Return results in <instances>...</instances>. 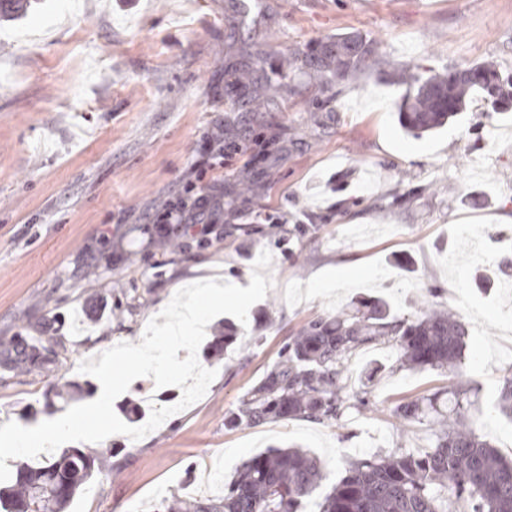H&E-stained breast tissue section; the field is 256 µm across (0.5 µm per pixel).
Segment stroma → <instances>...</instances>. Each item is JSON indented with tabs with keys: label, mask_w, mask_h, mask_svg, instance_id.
Instances as JSON below:
<instances>
[{
	"label": "stroma",
	"mask_w": 512,
	"mask_h": 512,
	"mask_svg": "<svg viewBox=\"0 0 512 512\" xmlns=\"http://www.w3.org/2000/svg\"><path fill=\"white\" fill-rule=\"evenodd\" d=\"M356 31L382 57L444 71L490 62L512 73V0H35L0 20V340L50 324L71 350L58 371L0 380V425L32 427L66 412L45 395L99 381L79 364L121 343L140 344L147 323L184 286L218 279L246 287L261 251L272 286L248 313L235 353L198 360L217 376L206 394L134 441L106 438L116 469L72 512H152L162 498L223 494L236 468L273 447L318 457L328 482L349 461L400 448L426 451L428 423L402 425L395 405L445 390L443 370L398 367L386 347L360 351L350 369L382 365L366 399L339 423L286 420L230 430L225 414L277 360L307 321L362 298L406 317L427 306L459 312L469 335L464 371L480 387V435L512 457V420L493 412L512 366V111L473 104L416 138L398 122L405 90L381 69L326 84L309 62L318 41ZM297 55L299 68L281 64ZM249 66L258 81L239 84ZM262 94L265 107L249 101ZM223 134V167L207 170L224 216L207 239L181 224H154L167 198L193 203L196 162ZM268 220L256 219V212ZM176 235L178 254L159 247ZM98 276L85 277L87 265ZM361 278L330 284L337 268ZM176 404L175 386L136 379L114 402L143 425Z\"/></svg>",
	"instance_id": "stroma-1"
}]
</instances>
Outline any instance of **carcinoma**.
Masks as SVG:
<instances>
[{
	"instance_id": "carcinoma-1",
	"label": "carcinoma",
	"mask_w": 512,
	"mask_h": 512,
	"mask_svg": "<svg viewBox=\"0 0 512 512\" xmlns=\"http://www.w3.org/2000/svg\"><path fill=\"white\" fill-rule=\"evenodd\" d=\"M312 62L326 83H341L381 61L374 39L339 33L315 44ZM475 102L493 112L512 110V74L489 62L450 68L443 74L414 73L398 105L402 128L433 132ZM467 329L451 308H421L410 317L391 315L387 302H353L334 315L309 320L290 337L277 362L225 418L230 428L307 419H341L349 366L365 348L387 345L397 362L412 370L448 371V391L398 404L405 422L431 424V449L401 448L350 462L345 475L326 487L325 466L300 448L272 449L242 462L219 499L163 498L154 512H301L319 494L318 512H512V460L474 428L470 396L463 383ZM237 341L232 329L217 336L209 357ZM70 351L60 336H20L0 343V371L10 378L55 370ZM494 410L512 418V366L499 379ZM97 457L69 448L36 466H20L15 482L0 486V512H68L76 497L103 473Z\"/></svg>"
}]
</instances>
